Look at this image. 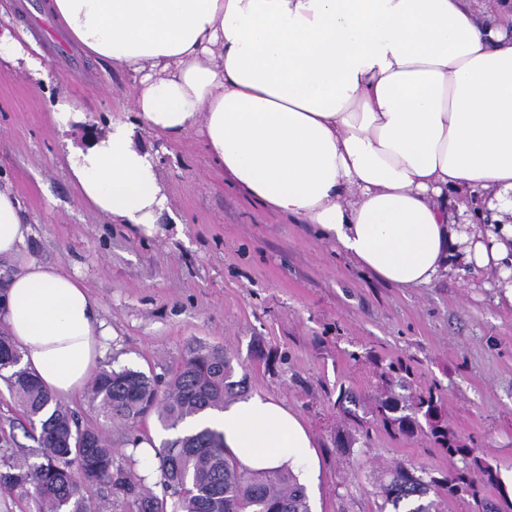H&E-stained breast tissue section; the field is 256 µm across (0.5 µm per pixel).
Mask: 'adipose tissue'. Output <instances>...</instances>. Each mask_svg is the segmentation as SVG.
Instances as JSON below:
<instances>
[{
	"label": "adipose tissue",
	"instance_id": "1",
	"mask_svg": "<svg viewBox=\"0 0 512 512\" xmlns=\"http://www.w3.org/2000/svg\"><path fill=\"white\" fill-rule=\"evenodd\" d=\"M83 50L139 77L136 121L114 120L64 162L78 197L150 237L167 207L141 128L198 132L210 162L261 208L313 225L399 288L495 268L512 304V30L472 0H49ZM24 27L0 24V62L48 83ZM32 232L0 183V324L58 401L81 393L107 330L84 283L31 259ZM202 425L252 472L314 480L303 419L278 397L229 402Z\"/></svg>",
	"mask_w": 512,
	"mask_h": 512
}]
</instances>
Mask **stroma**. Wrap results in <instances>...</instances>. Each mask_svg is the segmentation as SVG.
Listing matches in <instances>:
<instances>
[{
	"instance_id": "stroma-1",
	"label": "stroma",
	"mask_w": 512,
	"mask_h": 512,
	"mask_svg": "<svg viewBox=\"0 0 512 512\" xmlns=\"http://www.w3.org/2000/svg\"><path fill=\"white\" fill-rule=\"evenodd\" d=\"M51 83L36 88L24 68L0 77V181L17 194L32 234L30 257L62 265L89 289L111 334L101 365L164 374L189 343L220 346L246 394L284 398L310 427L320 474L313 512H380L378 478L396 464L438 472L459 466L423 434L405 437L346 417H369L387 387L379 364L410 363L414 392L436 389L449 430L484 453L512 487V307L500 303L496 272L469 270L422 288H397L362 270L309 224L262 210L225 184L201 137L143 133L169 198L154 236L133 234L86 206L60 162L65 142L115 117L134 120V74L90 54L79 64L47 52ZM83 112L59 133L50 97ZM100 431L117 463L128 430L86 395L68 404ZM35 442L22 408L0 378V440ZM350 441L349 452L336 448Z\"/></svg>"
}]
</instances>
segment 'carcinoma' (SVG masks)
I'll return each instance as SVG.
<instances>
[{
    "label": "carcinoma",
    "mask_w": 512,
    "mask_h": 512,
    "mask_svg": "<svg viewBox=\"0 0 512 512\" xmlns=\"http://www.w3.org/2000/svg\"><path fill=\"white\" fill-rule=\"evenodd\" d=\"M0 371L30 424H39L34 458L0 448V512H93L85 490L104 486L122 501L126 512H312L306 488L288 470L247 472L224 450V433L208 427L190 429L189 420L208 411H223L240 396L224 349L195 344L181 362L163 376L124 368L103 369L89 389L91 403L105 417L134 430L156 411L163 439L156 456L160 497L144 488L143 479L115 464V451L102 434L81 427L74 416L21 367V353L0 333ZM410 369L399 362L381 368L388 382ZM434 389L407 400L381 399L373 410L376 422L411 437L424 433L444 454L460 457L462 466L443 474L397 465L378 483L383 505L393 512H441L445 498L468 496L474 512H512V493L497 469L448 431ZM496 490V499L484 487Z\"/></svg>",
    "instance_id": "obj_1"
}]
</instances>
